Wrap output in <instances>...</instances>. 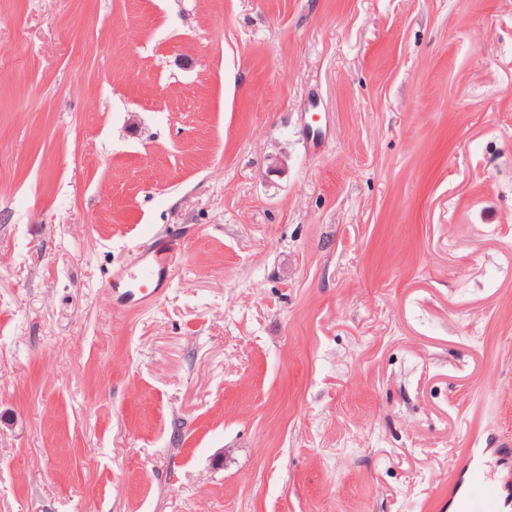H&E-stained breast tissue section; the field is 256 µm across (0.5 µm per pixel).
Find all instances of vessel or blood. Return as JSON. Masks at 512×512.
Wrapping results in <instances>:
<instances>
[{
  "mask_svg": "<svg viewBox=\"0 0 512 512\" xmlns=\"http://www.w3.org/2000/svg\"><path fill=\"white\" fill-rule=\"evenodd\" d=\"M177 260L169 244L157 247L152 259L143 261L137 282L138 292L155 298L161 294V282ZM484 451L470 449L458 477L459 512H507L512 507V491L489 475L483 461Z\"/></svg>",
  "mask_w": 512,
  "mask_h": 512,
  "instance_id": "1",
  "label": "vessel or blood"
}]
</instances>
